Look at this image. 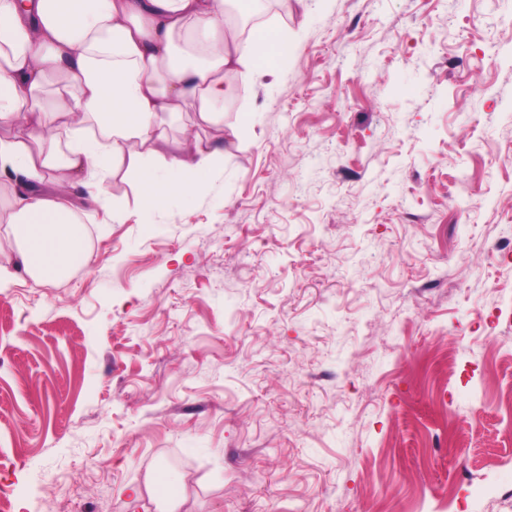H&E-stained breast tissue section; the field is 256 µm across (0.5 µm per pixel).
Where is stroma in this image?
<instances>
[{"label":"stroma","mask_w":512,"mask_h":512,"mask_svg":"<svg viewBox=\"0 0 512 512\" xmlns=\"http://www.w3.org/2000/svg\"><path fill=\"white\" fill-rule=\"evenodd\" d=\"M224 165L0 288L11 512H512V0H295Z\"/></svg>","instance_id":"35a3bbf8"}]
</instances>
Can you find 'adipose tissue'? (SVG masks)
<instances>
[{
  "instance_id": "ef3b65f1",
  "label": "adipose tissue",
  "mask_w": 512,
  "mask_h": 512,
  "mask_svg": "<svg viewBox=\"0 0 512 512\" xmlns=\"http://www.w3.org/2000/svg\"><path fill=\"white\" fill-rule=\"evenodd\" d=\"M244 0H0V286L14 268L50 283L89 265L79 209L136 172L143 218L224 162L232 80L283 69L297 45L232 15ZM197 121L167 135L182 114Z\"/></svg>"
}]
</instances>
